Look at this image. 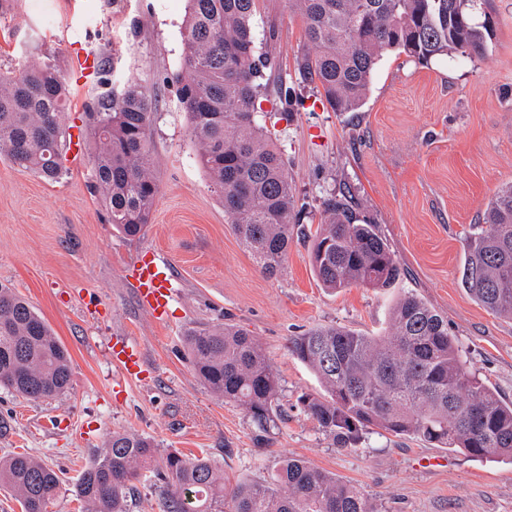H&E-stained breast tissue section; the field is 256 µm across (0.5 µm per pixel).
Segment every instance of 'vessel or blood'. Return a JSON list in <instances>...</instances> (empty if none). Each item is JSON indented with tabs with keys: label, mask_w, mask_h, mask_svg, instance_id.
<instances>
[{
	"label": "vessel or blood",
	"mask_w": 512,
	"mask_h": 512,
	"mask_svg": "<svg viewBox=\"0 0 512 512\" xmlns=\"http://www.w3.org/2000/svg\"><path fill=\"white\" fill-rule=\"evenodd\" d=\"M99 60L94 53L77 50L70 57L69 71L74 83L83 85L97 74ZM135 288L141 306L155 317H163L175 298L177 280L169 264L153 253L139 257L134 265ZM112 358L131 376L140 375L144 354L134 343L118 340Z\"/></svg>",
	"instance_id": "vessel-or-blood-1"
}]
</instances>
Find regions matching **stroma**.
I'll return each mask as SVG.
<instances>
[{
  "label": "stroma",
  "mask_w": 512,
  "mask_h": 512,
  "mask_svg": "<svg viewBox=\"0 0 512 512\" xmlns=\"http://www.w3.org/2000/svg\"><path fill=\"white\" fill-rule=\"evenodd\" d=\"M484 55L429 63L390 52L355 112L331 111L297 71L303 26L288 0H260L257 32L275 29L274 53L292 118L273 140L288 164L304 222L322 201L351 196L379 224L406 276L400 288H323L309 246L293 241L275 276L263 275L224 217L189 133L175 77L181 71L187 0H10L0 13V65L22 49L69 71L72 47L90 44L99 70L72 86L66 119L87 134L84 104L102 82L134 81L157 100L154 164L160 192L140 237L113 227L91 183L89 151L66 161L56 182L0 156V283L24 297L71 359L72 386L30 402L0 391V458L28 453L60 479L48 512H84L74 484L112 432L152 438L160 451L214 460L229 478L262 480L281 455L304 458L367 494L378 512H512V460H478L382 430L354 449L336 448L295 406L317 378L287 350L290 337L321 325L381 334L399 289L441 313L466 367L512 402V319L478 304L461 285L463 238L487 201L512 183V0H491ZM156 253L178 284L167 318L137 302L134 261ZM237 323L262 344L290 409L265 445L246 412L216 397L193 373L184 343L192 329ZM125 336L146 364L128 379L111 346Z\"/></svg>",
  "instance_id": "stroma-1"
}]
</instances>
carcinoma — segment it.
<instances>
[{
	"instance_id": "carcinoma-1",
	"label": "carcinoma",
	"mask_w": 512,
	"mask_h": 512,
	"mask_svg": "<svg viewBox=\"0 0 512 512\" xmlns=\"http://www.w3.org/2000/svg\"><path fill=\"white\" fill-rule=\"evenodd\" d=\"M488 0H289L304 25L300 77L322 90L334 112L364 103L388 52L422 63L486 50L494 20ZM259 0H188L178 101L224 215L257 267L276 275L294 238L311 242L317 280L337 291L392 288L403 280L380 227L361 222L352 202L331 196L321 223L300 224L295 190L267 121L289 119L283 76L275 69V30L257 45ZM70 87L48 57L0 69V155L45 180L61 179L69 139ZM272 109H263V103ZM156 100L139 84L90 98L92 182L111 223L126 237L150 223L159 183L150 128ZM461 284L485 309L512 318V183L498 189L483 223L465 237ZM198 378L242 407L257 442L287 417L279 379L253 334L236 324L185 336ZM322 392L297 397L301 411L339 449L370 428L461 448L479 458H512V403L469 373L448 320L409 289L390 307L388 331L374 336L319 326L288 340ZM69 356L48 324L15 290L0 284V387L29 401L71 388ZM159 493L161 512H377L357 487L307 460L283 455L263 481H224L207 457L159 453L148 437L114 431L79 472L77 497L88 512H130L137 485ZM0 484L21 512H47L59 479L28 454L0 460Z\"/></svg>"
}]
</instances>
